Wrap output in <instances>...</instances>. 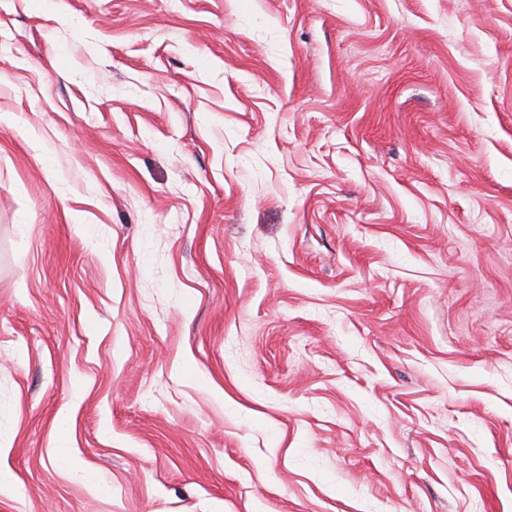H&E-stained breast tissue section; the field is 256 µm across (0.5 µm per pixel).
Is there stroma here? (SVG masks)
<instances>
[{"mask_svg":"<svg viewBox=\"0 0 512 512\" xmlns=\"http://www.w3.org/2000/svg\"><path fill=\"white\" fill-rule=\"evenodd\" d=\"M0 512H512V0H0Z\"/></svg>","mask_w":512,"mask_h":512,"instance_id":"1","label":"stroma"}]
</instances>
